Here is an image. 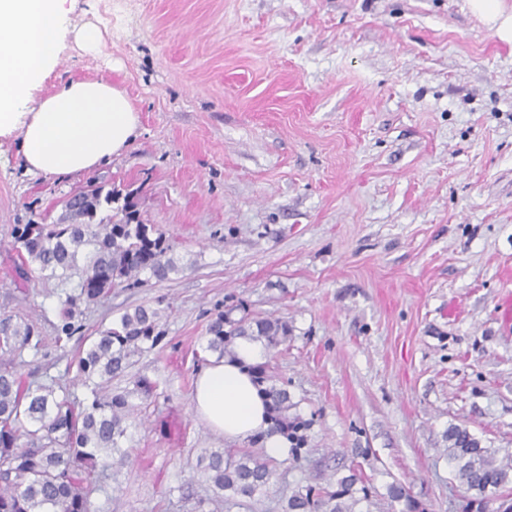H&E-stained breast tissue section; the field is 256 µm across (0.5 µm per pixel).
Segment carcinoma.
<instances>
[{"label": "carcinoma", "instance_id": "1", "mask_svg": "<svg viewBox=\"0 0 512 512\" xmlns=\"http://www.w3.org/2000/svg\"><path fill=\"white\" fill-rule=\"evenodd\" d=\"M83 204L66 206L63 224H17L12 232L22 244L40 277L57 281L65 290L67 309L62 332L73 333V318L78 303H91L114 288L135 287L143 276L158 280L178 271L168 257L171 246L154 226L137 216L134 192L96 187L79 192ZM122 205L101 219L103 206ZM158 312L138 307L125 312L115 326L104 331L82 351L78 376L83 384L99 386L125 372L132 356L145 345L156 346ZM34 326L0 320V354L10 367L0 369V512H90L91 496L96 491L93 474L126 464L128 455L120 450L126 434V421L134 406L128 395L117 394L103 400L93 393L89 407L74 413L68 400L46 385L33 387L16 361L22 349L32 342ZM248 336L275 347L288 336V324L260 320L245 326L220 314L209 327L206 350L217 358L234 355L238 337ZM263 392L271 401V432L283 436L298 453L305 438L299 431L308 424L288 417V393L276 387ZM26 446H18L20 438ZM449 458L457 477L485 501L512 480V464H498L490 449L482 446L469 431L448 429ZM212 493L217 501L253 498L269 484L273 475L267 461L249 453L233 454L222 450L204 456ZM355 473L336 478L327 487L306 485L293 492L283 505L284 512H372L374 502L366 487L358 486Z\"/></svg>", "mask_w": 512, "mask_h": 512}]
</instances>
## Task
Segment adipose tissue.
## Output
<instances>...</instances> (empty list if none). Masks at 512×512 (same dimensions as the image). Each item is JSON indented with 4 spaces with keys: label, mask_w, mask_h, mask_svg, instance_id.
I'll return each mask as SVG.
<instances>
[{
    "label": "adipose tissue",
    "mask_w": 512,
    "mask_h": 512,
    "mask_svg": "<svg viewBox=\"0 0 512 512\" xmlns=\"http://www.w3.org/2000/svg\"><path fill=\"white\" fill-rule=\"evenodd\" d=\"M63 0H0V138L21 131V152L31 170L64 175L121 154L135 138L139 115L125 90L103 81L72 80L28 112V91L57 61ZM471 12L502 42L512 44V6L505 0H468ZM263 351L242 339L234 359L213 360L196 378L191 404L211 431L242 442L264 435L270 456L288 446L270 434L267 405L249 367Z\"/></svg>",
    "instance_id": "adipose-tissue-1"
}]
</instances>
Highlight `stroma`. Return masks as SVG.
<instances>
[{
    "mask_svg": "<svg viewBox=\"0 0 512 512\" xmlns=\"http://www.w3.org/2000/svg\"><path fill=\"white\" fill-rule=\"evenodd\" d=\"M66 36L30 107L70 80L123 88L139 114L119 156L67 175L30 171L0 139V319L33 323L32 385L93 394L76 378L87 343L127 311L159 313L161 343L100 396L135 410L130 458L101 479L92 512H281L298 487L356 473L386 512L391 486L428 512L468 496L446 432L468 430L512 460V46L467 0H65ZM136 190L171 246L168 279L81 305L34 277L17 224H57L74 193ZM280 319L265 384L309 420L301 456L274 460L246 505L211 502L198 460L265 457L195 415L218 313ZM147 380L149 395L136 391Z\"/></svg>",
    "mask_w": 512,
    "mask_h": 512,
    "instance_id": "1",
    "label": "stroma"
}]
</instances>
